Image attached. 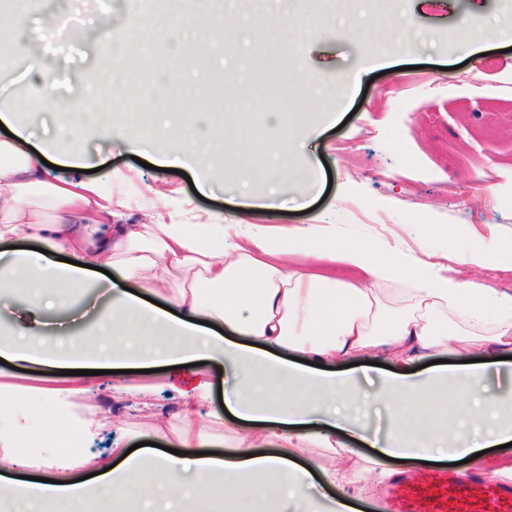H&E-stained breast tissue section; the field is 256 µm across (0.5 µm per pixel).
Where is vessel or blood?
I'll list each match as a JSON object with an SVG mask.
<instances>
[{"mask_svg": "<svg viewBox=\"0 0 512 512\" xmlns=\"http://www.w3.org/2000/svg\"><path fill=\"white\" fill-rule=\"evenodd\" d=\"M387 512H506L512 507V486L489 484L482 474L448 483L443 474L395 482Z\"/></svg>", "mask_w": 512, "mask_h": 512, "instance_id": "1", "label": "vessel or blood"}]
</instances>
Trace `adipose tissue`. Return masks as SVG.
Listing matches in <instances>:
<instances>
[{"instance_id": "1", "label": "adipose tissue", "mask_w": 512, "mask_h": 512, "mask_svg": "<svg viewBox=\"0 0 512 512\" xmlns=\"http://www.w3.org/2000/svg\"><path fill=\"white\" fill-rule=\"evenodd\" d=\"M14 35L0 40V63L21 58L33 88L22 101L37 109L54 100L38 38L23 11L12 13ZM282 128L270 139L253 129L276 170L291 165L290 117L270 113ZM8 133L0 136V287L19 291L25 306L20 326L0 331V357L34 366L78 371L90 393L88 371L138 370L158 364L187 366L201 359L224 368L231 386L224 403L248 423L223 457L201 455L211 436L186 398L171 415L152 413V433L173 436L175 455L141 457L114 441L108 458L77 456L97 472L94 482L58 472L54 482L0 476V491L26 501L28 512H77L94 495L110 503H134L137 512H267L292 499L311 512L305 488L315 478L361 493L387 476L389 459L460 460L477 449L512 440V397L486 394L490 381H512V292L476 279L458 278V266L496 268L512 257V240L450 254L339 244L332 224L226 225L222 215L201 224L121 223V201L96 182L48 180L42 149L12 112L0 113ZM237 241L225 249L228 234ZM34 242L31 250L11 240ZM354 271L336 279L330 267ZM112 269L117 281L103 293L109 314L100 349L90 353L71 335L54 346L23 321L50 308L53 285L86 287L94 268ZM134 282L136 292L126 289ZM164 306L150 304L149 296ZM481 362L423 373L416 366L445 347ZM298 353L308 365L289 361ZM377 353L395 365L379 397L387 406L389 433L374 463L342 449L321 475L298 461L305 444L339 431L356 432L372 403L356 377L340 363Z\"/></svg>"}]
</instances>
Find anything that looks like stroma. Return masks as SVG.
<instances>
[{
	"label": "stroma",
	"instance_id": "1",
	"mask_svg": "<svg viewBox=\"0 0 512 512\" xmlns=\"http://www.w3.org/2000/svg\"><path fill=\"white\" fill-rule=\"evenodd\" d=\"M220 5L224 64L198 79L193 41L182 38L174 51L160 34L170 26L178 0H157L149 15L139 13L137 0H24L34 21L55 10L61 22L47 41L68 59L53 74L59 87L55 103L20 117L35 143L53 147L56 116L82 123L83 113L93 108L112 114L111 123L82 124L92 173L52 168L48 178H88L122 194L127 224L142 223L150 211L185 224L210 214L223 215L228 224H332L344 244L386 243L417 252L512 239V0H396L395 16L414 17L419 27L400 48L382 24L378 0H341L337 9L325 0ZM277 21L303 32L293 50H285L275 32ZM103 23L128 29L131 47H144L152 68L139 70L128 56L116 77L100 74L93 59L104 51L98 40ZM353 23L366 31V44L346 35L345 26ZM343 71L353 80L340 93L329 78ZM171 82L184 91L174 111L199 112L205 123L224 130V159L213 170L189 166L180 175L156 168L167 141L161 126L140 124L142 100ZM284 111L294 119L293 167L315 171L317 184L308 197L285 187L282 206L259 208L252 201L264 193L263 184L242 196L224 171L241 162L264 170L267 157L249 146V133L269 113ZM126 122L140 127L141 156H134L122 135ZM196 177L209 182V194L193 192L189 181ZM464 201L474 206V216L462 215ZM106 313L93 290L82 288L73 291L65 311H46L44 319L68 322L77 343L91 351ZM202 379L212 386L200 409L203 417H219L211 428L218 445L243 427L224 406L223 368L207 362L196 376L161 371L139 374L135 381L149 386L147 400L155 410L171 413ZM71 386L47 368L18 371L0 363V394L15 397L0 406V447L36 426L45 441L44 448L29 452V466L0 460V474L51 477L39 462L57 453L60 440L41 419L44 397ZM124 387L111 374L94 378L91 402L105 426L91 453L107 455L114 438L132 446L149 433L146 410ZM340 446L367 459L377 453L358 435L339 432L329 443L310 445L301 460L330 465Z\"/></svg>",
	"mask_w": 512,
	"mask_h": 512
}]
</instances>
